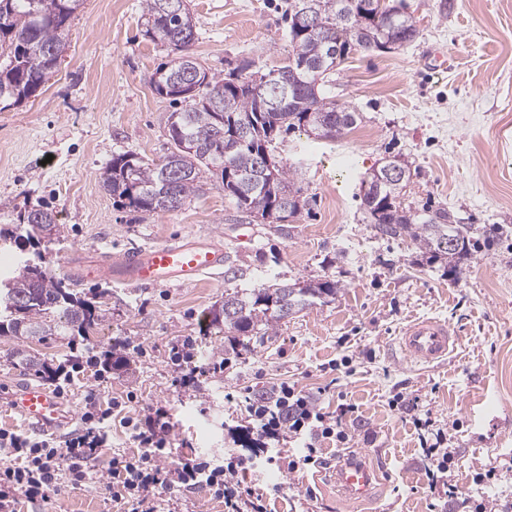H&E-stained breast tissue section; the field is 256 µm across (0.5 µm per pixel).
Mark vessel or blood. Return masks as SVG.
Wrapping results in <instances>:
<instances>
[{"mask_svg": "<svg viewBox=\"0 0 512 512\" xmlns=\"http://www.w3.org/2000/svg\"><path fill=\"white\" fill-rule=\"evenodd\" d=\"M224 249L212 241L186 238L175 243L134 248L123 252L108 264H70V276L84 280L105 277L131 287L187 286L202 276L220 271ZM398 344L401 353L419 363H433L447 357L456 345L448 324L433 317L411 321L403 328ZM10 411L45 434L55 433L72 415L58 397L43 386L28 383L7 397ZM344 503L367 497L373 487L374 472L363 461L340 458L332 471Z\"/></svg>", "mask_w": 512, "mask_h": 512, "instance_id": "1", "label": "vessel or blood"}]
</instances>
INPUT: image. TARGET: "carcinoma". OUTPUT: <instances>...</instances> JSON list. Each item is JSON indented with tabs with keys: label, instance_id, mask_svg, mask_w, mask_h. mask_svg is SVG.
Listing matches in <instances>:
<instances>
[{
	"label": "carcinoma",
	"instance_id": "cac0c4a2",
	"mask_svg": "<svg viewBox=\"0 0 512 512\" xmlns=\"http://www.w3.org/2000/svg\"><path fill=\"white\" fill-rule=\"evenodd\" d=\"M291 0L288 63L275 79L288 85L277 109L260 112L248 84L252 75L223 78L194 57L196 24L186 0H144L141 15L145 39L176 51V58L152 76L154 91L184 107L168 116L173 150L160 163L132 153L112 158L102 173V187L125 207L145 213L174 211L200 191L204 175L217 179L224 196L250 217L295 218L303 203L293 191L297 170L274 154L281 131L298 129L334 140L351 129L360 113L327 96L328 76L353 51L388 53L412 42L418 29L404 8L391 6L378 13L372 0H309L313 21L298 24ZM82 0H0V104L18 105L44 87L67 50L70 22ZM391 166L403 177L376 183ZM410 167L390 160L372 170L361 197L366 220L389 239L407 238L434 260L469 254L470 237L462 224L452 223L448 211L426 207L413 212L402 206L410 183ZM56 231L54 214L34 209L16 229L0 228V239L32 246ZM339 285L330 279L263 284L250 292L224 294L210 312L211 325L227 330L231 345L243 338L267 336L280 321L336 297ZM103 318L102 309L79 295L68 277L43 267L21 266L0 282V337L45 339L67 331L85 335ZM18 364L43 375L52 367L36 353L17 350Z\"/></svg>",
	"mask_w": 512,
	"mask_h": 512
}]
</instances>
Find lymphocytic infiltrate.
Returning a JSON list of instances; mask_svg holds the SVG:
<instances>
[{
	"mask_svg": "<svg viewBox=\"0 0 512 512\" xmlns=\"http://www.w3.org/2000/svg\"><path fill=\"white\" fill-rule=\"evenodd\" d=\"M252 412L261 438L277 442L289 434L301 440L297 456L281 462L291 473L316 463L315 439L335 436L341 424L340 419L323 411L306 395L285 385L276 388L272 397L254 402ZM110 416V411L88 403L83 414L86 429L61 447L49 438L34 441L16 434H0V512H13L18 496L34 501L57 491L63 482L77 485L84 481L91 461L107 446L105 422ZM168 431L165 422L148 425L138 434L143 447L141 454L114 461L113 498L127 500L131 512H158L162 494L206 485L215 488L217 496L223 498L226 512H266L261 496L237 481L236 469L214 467L200 458H187L162 468Z\"/></svg>",
	"mask_w": 512,
	"mask_h": 512,
	"instance_id": "1",
	"label": "lymphocytic infiltrate"
}]
</instances>
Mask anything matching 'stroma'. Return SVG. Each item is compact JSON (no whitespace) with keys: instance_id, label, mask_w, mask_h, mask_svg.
Instances as JSON below:
<instances>
[{"instance_id":"stroma-1","label":"stroma","mask_w":512,"mask_h":512,"mask_svg":"<svg viewBox=\"0 0 512 512\" xmlns=\"http://www.w3.org/2000/svg\"><path fill=\"white\" fill-rule=\"evenodd\" d=\"M419 30L391 53H353L328 77L331 96L360 113L366 137L319 141L292 131L277 153L298 171L308 205L292 221L261 224L238 212L214 183L181 209L136 212L101 187L113 156L162 161L176 106L150 84L169 59L141 34L142 0H84L61 65L37 96L0 110V227L46 208L56 233L19 251L0 244V280L33 260L55 275L74 260L106 263L133 245L210 237L248 273L207 275L192 286L132 288L82 281L101 294L106 318L88 336L23 344L0 337V395L34 381L15 353L29 346L73 377L63 397L81 432L87 396L118 401L130 425L113 423L92 462L95 481L64 483L48 499L18 496L15 512H127L107 484L113 458L140 453L133 424L162 413L171 462L187 449L215 466L244 455L256 437L249 405L274 385L310 394L341 416L348 438L320 440L322 460L290 473L267 456L288 455L285 438L255 457L240 480L267 512H512V0H405ZM196 57L212 72L265 73L288 60V0H188ZM397 158L411 168L403 196L414 210L443 208L469 225L467 259L427 264L413 244L380 237L360 207L368 172ZM252 241H239L241 226ZM331 278L335 300L294 314L276 335L237 354L208 312L225 290L273 281ZM448 323L458 342L431 365L406 358L400 330L416 317ZM111 350L129 365L105 372L92 357ZM447 437L448 470L430 483L423 448ZM357 455L379 478L365 500L343 506L329 462ZM456 493H449V486Z\"/></svg>"}]
</instances>
